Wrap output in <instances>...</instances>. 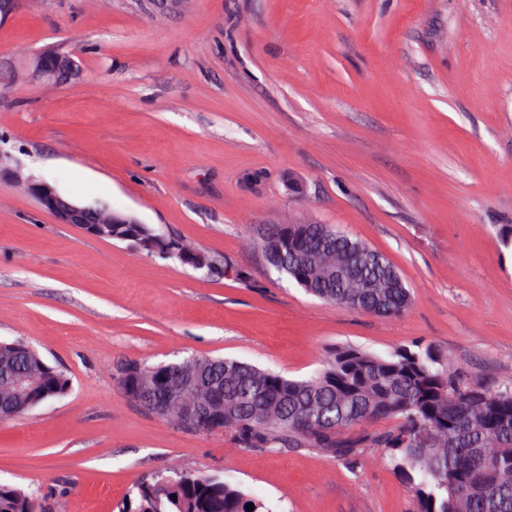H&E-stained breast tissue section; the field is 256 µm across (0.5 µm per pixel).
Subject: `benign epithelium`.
<instances>
[{
    "label": "benign epithelium",
    "instance_id": "7a95c632",
    "mask_svg": "<svg viewBox=\"0 0 512 512\" xmlns=\"http://www.w3.org/2000/svg\"><path fill=\"white\" fill-rule=\"evenodd\" d=\"M31 63L33 70L26 79L36 84L79 83L81 73L71 56L45 50L36 55ZM28 193L37 201L40 208L51 214L60 224H74L92 238L98 237L102 228L112 224H136L138 220L122 212L112 214L98 208L78 205L62 196L54 186L42 179H30L26 183ZM169 408L181 410V416L193 427L202 425L206 419L202 407L188 403L172 390L162 392L159 401L145 405V409L160 416Z\"/></svg>",
    "mask_w": 512,
    "mask_h": 512
}]
</instances>
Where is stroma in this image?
<instances>
[{"mask_svg":"<svg viewBox=\"0 0 512 512\" xmlns=\"http://www.w3.org/2000/svg\"><path fill=\"white\" fill-rule=\"evenodd\" d=\"M77 86L0 93V340L69 393L0 420V483L43 512H118L148 474H218L273 512H413L371 456L259 454L132 402L130 360L234 358L293 379L339 346L427 343L450 373L512 379V0H25L0 68L47 47ZM32 176L245 270L205 278L60 224ZM309 217L386 255L412 290L381 318L267 268L265 227Z\"/></svg>","mask_w":512,"mask_h":512,"instance_id":"obj_1","label":"stroma"}]
</instances>
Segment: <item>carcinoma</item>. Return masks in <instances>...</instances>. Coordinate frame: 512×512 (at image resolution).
I'll return each instance as SVG.
<instances>
[{"label":"carcinoma","instance_id":"cac0c4a2","mask_svg":"<svg viewBox=\"0 0 512 512\" xmlns=\"http://www.w3.org/2000/svg\"><path fill=\"white\" fill-rule=\"evenodd\" d=\"M135 232L142 252L192 268L203 262L213 276L248 279V273L188 242L155 238L147 224H114L103 235L124 241ZM260 247L280 277L324 301L383 318L402 315L410 288L382 253L329 224H275ZM200 385L220 399L200 397L208 408L201 433L223 431L240 448L261 452L313 448L354 465L366 448L412 493L414 512H512V381L496 387L448 372L430 345L397 348L382 356L352 346L332 351L322 368L291 379L227 358H199ZM117 380L140 403L150 390L182 384L174 364L128 361ZM70 379L26 342L0 344V415L65 396ZM393 422L380 431L376 424ZM177 499H172V496ZM254 504L249 511L246 505ZM0 512H40L32 493L0 483ZM118 512H269L263 502L220 475L172 470L151 475L129 492Z\"/></svg>","mask_w":512,"mask_h":512}]
</instances>
